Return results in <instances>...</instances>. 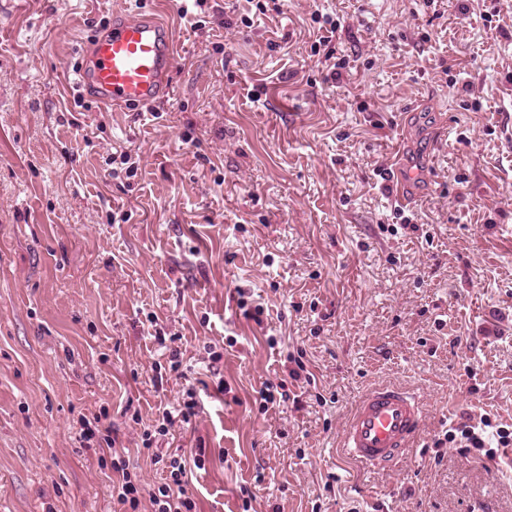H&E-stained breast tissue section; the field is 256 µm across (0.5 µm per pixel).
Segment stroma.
I'll return each instance as SVG.
<instances>
[{
  "label": "stroma",
  "mask_w": 512,
  "mask_h": 512,
  "mask_svg": "<svg viewBox=\"0 0 512 512\" xmlns=\"http://www.w3.org/2000/svg\"><path fill=\"white\" fill-rule=\"evenodd\" d=\"M261 2L198 27L179 0H0V512H120L80 440L102 409L147 485L208 448L199 512H512V468L444 440L512 427V0ZM151 8L178 45L166 103L74 106L100 19ZM325 14L338 80L311 54ZM283 380L299 403L261 406ZM379 383L427 417L372 472L340 439ZM190 387L153 463L141 435Z\"/></svg>",
  "instance_id": "obj_1"
}]
</instances>
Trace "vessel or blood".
Here are the masks:
<instances>
[{
	"label": "vessel or blood",
	"instance_id": "b4317fda",
	"mask_svg": "<svg viewBox=\"0 0 512 512\" xmlns=\"http://www.w3.org/2000/svg\"><path fill=\"white\" fill-rule=\"evenodd\" d=\"M176 58L172 31L158 13L116 14L84 46L75 81L99 107L128 109L168 98ZM425 416L416 394L394 384L377 385L356 402L341 447L362 466L390 468L415 448Z\"/></svg>",
	"mask_w": 512,
	"mask_h": 512
}]
</instances>
